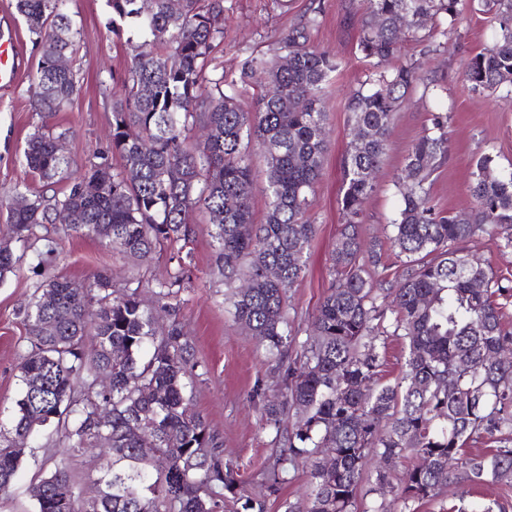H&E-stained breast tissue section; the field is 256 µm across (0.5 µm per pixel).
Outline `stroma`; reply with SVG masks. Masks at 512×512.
Returning <instances> with one entry per match:
<instances>
[{
    "instance_id": "1",
    "label": "stroma",
    "mask_w": 512,
    "mask_h": 512,
    "mask_svg": "<svg viewBox=\"0 0 512 512\" xmlns=\"http://www.w3.org/2000/svg\"><path fill=\"white\" fill-rule=\"evenodd\" d=\"M323 13L311 42L342 63L327 86L326 107L330 136L322 173L310 208L315 226L311 258L300 281L291 288L288 303L295 327L306 330L330 285V255L343 222L341 212L342 159L353 138L347 100L373 70L358 50L360 15L349 0H225L224 42L216 55L227 76H238L246 53L269 51L274 43L302 22L311 7ZM69 13L79 35L78 51L70 60L77 91L65 111L43 116L30 106V78L40 52L34 36L15 8V0H0V44L20 54V67L11 81L0 82V201L10 200L15 187L25 186L47 200L62 197L72 175L44 180L24 163L28 135L40 125L65 132L64 153L72 167L96 155L119 166L110 145L112 94L130 62L126 36L113 34L107 0H69ZM495 21L482 10L480 0H468L460 21L448 32V48L436 51L431 37H410L403 44L405 60H423L421 80L398 110L391 130L375 192L367 200L360 221L364 240L384 238L395 215L398 195L393 185L406 163L411 145L430 126L432 113L448 116L447 160L433 174L430 194L441 209L463 213L474 201L470 193L476 160L492 155L503 170H512V94L481 92L463 78L467 57L489 41ZM189 220L199 230L191 244L194 261L188 283L180 294V317L194 346L192 403L214 436L217 453L239 470L236 498L226 512H243V501L265 503V512H284L286 504L305 507L310 477L305 469L292 472L288 483L270 492L267 473L284 452V438L269 428L261 403L251 392L263 382L274 395L276 376L250 331L236 322L224 299L210 239L207 217L191 211ZM41 239L28 248L15 271L0 282V423L9 424L20 392L17 364L30 351L28 329L21 315L37 282L61 276L75 283L95 276H129L131 266L100 241L66 231L61 224H45ZM61 458L60 447L48 435L28 439L24 463L0 512H35L30 490Z\"/></svg>"
}]
</instances>
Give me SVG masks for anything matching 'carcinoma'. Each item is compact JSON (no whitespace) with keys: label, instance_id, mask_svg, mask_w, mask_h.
I'll use <instances>...</instances> for the list:
<instances>
[{"label":"carcinoma","instance_id":"obj_1","mask_svg":"<svg viewBox=\"0 0 512 512\" xmlns=\"http://www.w3.org/2000/svg\"><path fill=\"white\" fill-rule=\"evenodd\" d=\"M494 12L492 42L472 55L464 78L472 89L512 93V0H483ZM112 32L128 29L134 49L120 93L112 102V153L120 170L102 159L75 172L67 193L49 205L29 195L21 209L8 207L10 240L0 244V281L20 257L11 241L37 238L48 210L78 211L76 233L97 239L138 267L160 247L192 241L189 212L209 215L215 262L229 291L236 321L247 325L272 362L282 399L266 396V425L280 430L282 416L296 421L285 437L289 461L308 470L306 512H356L365 465L385 466L412 455L400 497L410 504L434 500L463 480L472 488L512 486V328L504 308L512 285L464 253L463 243L488 235L512 252V172L490 154L476 163L466 214L432 204L426 183L448 157L447 117L432 114L408 151L395 184L400 207L386 240L364 246L359 218L376 188L395 112L420 80V60L400 61L404 30L414 33L444 17L455 25L463 0H352L362 11L358 50L391 68L375 72L371 87L353 91L347 110L355 136L342 163L345 217L330 257L332 282L313 320L296 341L288 292L304 274L314 224L311 197L327 151L326 87L341 62L306 48L322 7L277 41L271 53L251 52L238 77L227 79L215 56L224 39V0H107ZM35 34L40 59L32 76L35 111L52 114L70 104L77 82L56 57L76 50L78 31L66 0H16ZM408 17L407 25L400 23ZM258 82L251 110L240 89ZM193 127L208 130L202 142ZM67 135L41 126L27 139L26 166L51 180L70 166L56 150ZM266 165L265 212L254 220L256 187L251 145ZM396 251L390 274L386 249ZM153 278L151 297L142 279L119 287L97 276L83 290L62 277L36 286L23 317L32 349L20 357L22 390L9 427L0 425V495L9 492L25 455V441L51 430L62 448L54 471L31 490L36 512H224V492L237 472L214 452V439L187 395L193 348L179 318L186 259ZM137 287H131V284ZM170 321L157 327L156 308ZM396 336L406 354L393 383L381 382L385 351L378 342ZM112 378L102 391L98 377ZM495 444L469 454L471 443ZM100 448L105 461L97 491L83 496L66 460ZM335 452L333 468L319 454ZM165 467L153 475V461ZM453 512H506L497 498L472 504L458 498Z\"/></svg>","mask_w":512,"mask_h":512}]
</instances>
